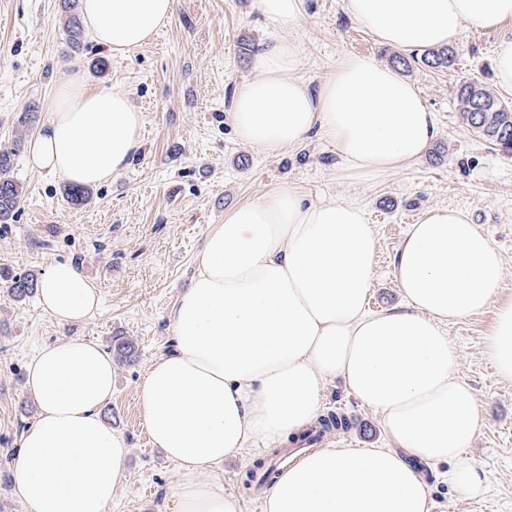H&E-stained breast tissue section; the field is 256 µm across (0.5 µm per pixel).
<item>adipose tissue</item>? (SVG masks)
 <instances>
[{"label": "adipose tissue", "mask_w": 512, "mask_h": 512, "mask_svg": "<svg viewBox=\"0 0 512 512\" xmlns=\"http://www.w3.org/2000/svg\"><path fill=\"white\" fill-rule=\"evenodd\" d=\"M93 40L124 55L166 26L174 0H80ZM376 39L412 51L456 42L464 24L512 22V0H343ZM297 42L273 37L252 59L230 119L237 137L269 156L319 130L346 171L387 175L417 159L436 118L416 88L372 58L346 54L317 94L297 77ZM30 166L92 186L121 174L142 146L143 116L119 90L62 74ZM499 250L462 210L436 207L410 225L393 276L401 310L367 311L376 239L351 201H306L276 188L224 216L205 236L192 284L171 314L174 346L138 386L154 445L178 466L174 512H242L215 466L301 432L320 415L322 382L340 380L377 412L386 448L330 446L300 455L276 478L265 512H432L409 458L448 463L459 492L485 493L466 455L482 420L455 374L449 324L494 308L485 352L512 381V296L501 293ZM39 301L62 326L98 310L96 286L69 262L42 278ZM38 418L21 436L16 492L28 512H106L129 448L101 412L112 397V358L70 336L28 364Z\"/></svg>", "instance_id": "1"}]
</instances>
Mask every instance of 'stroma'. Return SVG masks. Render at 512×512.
<instances>
[{"label":"stroma","instance_id":"stroma-1","mask_svg":"<svg viewBox=\"0 0 512 512\" xmlns=\"http://www.w3.org/2000/svg\"><path fill=\"white\" fill-rule=\"evenodd\" d=\"M62 2L0 0V149H14L23 112L34 111L36 126H43V100L68 71L128 95L144 116L142 148L119 176L92 187L84 205L70 201L65 180L30 168L26 151L14 149L10 175L23 194L15 221L0 224V268L41 277L53 263L70 261L97 284L101 307L87 322L63 327L37 298L19 301L0 286V512H27L14 492L12 465L23 432L38 417L27 387L29 360L65 336L105 348L118 338L134 342L135 361L113 364L112 399L103 409L130 449L125 479L107 512H172L178 469L152 444L137 387L152 361L172 347L171 309L197 272L207 230L273 189L290 187L312 201H353L366 210L378 265L369 312L404 306L392 262L408 226L433 207L464 210L481 227L503 256L502 291L512 295V154L474 134L456 105V90L466 80L483 83L512 105V91L497 88L493 68L494 48L512 37V26L465 25L452 45L451 70L421 66L407 74L436 114V137L405 169L366 180L344 172L325 138L268 156L236 136L230 101L238 86L255 78L252 57L270 30L258 0H175L170 23L122 57L103 56L89 37L71 50ZM279 34L298 42V74L313 93L333 76L343 54L382 63L392 52L348 16L342 0H306L300 24L281 27ZM101 56L108 68L98 74L91 63ZM493 320L489 308L448 327L458 353L456 374L482 412L468 455L485 472L488 491L466 497L444 480L447 464L412 460L430 488L433 512H512V381L499 378L485 354ZM323 411L348 421L325 442L385 447L380 416L341 381L325 380ZM273 458L270 449L258 457L245 452L216 466L244 512H263L250 473Z\"/></svg>","mask_w":512,"mask_h":512}]
</instances>
